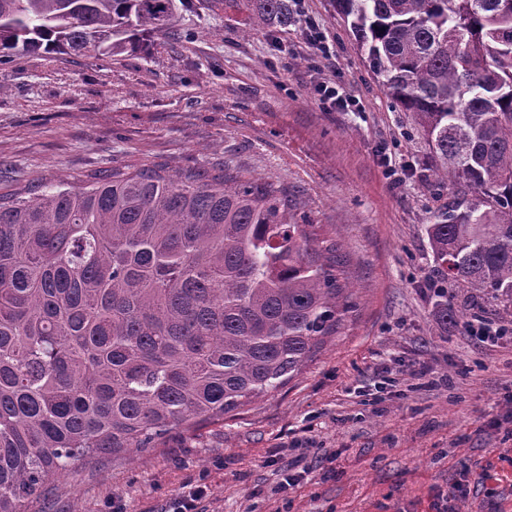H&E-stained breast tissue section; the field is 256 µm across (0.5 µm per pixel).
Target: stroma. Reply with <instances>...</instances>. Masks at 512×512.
Segmentation results:
<instances>
[{
    "label": "stroma",
    "instance_id": "obj_1",
    "mask_svg": "<svg viewBox=\"0 0 512 512\" xmlns=\"http://www.w3.org/2000/svg\"><path fill=\"white\" fill-rule=\"evenodd\" d=\"M293 12L288 28L256 29L248 0H189L171 19L184 41L0 64V193L105 167L229 165L284 187L298 223L341 244L351 286L338 332L284 388L158 447L76 464L31 512H172L202 473L198 512H512V338L464 329L511 323L512 308L461 289L463 320L433 319L426 226L448 191L333 0ZM309 19L331 61L313 63ZM323 80L347 105L322 108ZM288 468L302 478L285 489ZM474 321H477L478 323L473 321L468 323L466 326L467 332L469 333V336H474L483 343L489 340L495 341L504 336L512 335V325L500 324L495 330H493L491 327L484 324L481 319H475ZM490 336H495V338Z\"/></svg>",
    "mask_w": 512,
    "mask_h": 512
}]
</instances>
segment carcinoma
I'll return each mask as SVG.
<instances>
[{"label": "carcinoma", "instance_id": "cac0c4a2", "mask_svg": "<svg viewBox=\"0 0 512 512\" xmlns=\"http://www.w3.org/2000/svg\"><path fill=\"white\" fill-rule=\"evenodd\" d=\"M258 27L288 0H249ZM413 113L448 203L427 225L456 288L512 306V0H335ZM175 0H0V62L140 51ZM339 244L229 167L103 170L0 195V512L74 462L154 448L283 388L351 304ZM434 320L457 318L437 291Z\"/></svg>", "mask_w": 512, "mask_h": 512}]
</instances>
